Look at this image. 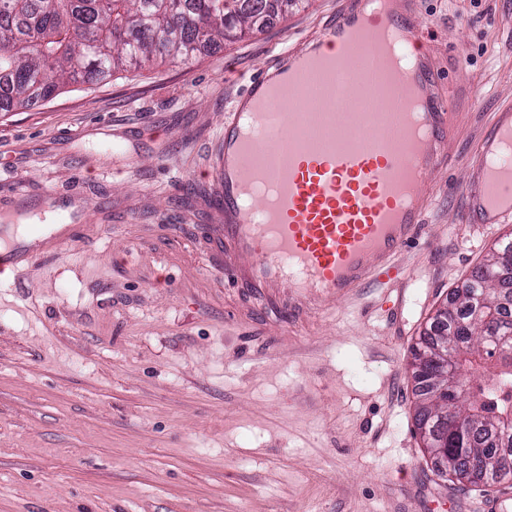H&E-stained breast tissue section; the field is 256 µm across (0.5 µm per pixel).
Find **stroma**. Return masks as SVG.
<instances>
[{
  "label": "stroma",
  "instance_id": "35a3bbf8",
  "mask_svg": "<svg viewBox=\"0 0 512 512\" xmlns=\"http://www.w3.org/2000/svg\"><path fill=\"white\" fill-rule=\"evenodd\" d=\"M343 2L0 112V225L71 221L0 281V512H512V489L435 480L408 371L434 308L512 232L458 224L448 192L512 107V0H419L455 102L399 305L374 284L330 315L275 312L210 242L225 115Z\"/></svg>",
  "mask_w": 512,
  "mask_h": 512
}]
</instances>
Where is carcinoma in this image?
I'll return each mask as SVG.
<instances>
[{"label":"carcinoma","mask_w":512,"mask_h":512,"mask_svg":"<svg viewBox=\"0 0 512 512\" xmlns=\"http://www.w3.org/2000/svg\"><path fill=\"white\" fill-rule=\"evenodd\" d=\"M298 0H0V111L36 100H51L68 85L106 78L119 66L142 67L159 57L186 62L195 52L217 42L234 41L264 28L270 18L286 16ZM495 271L490 259L476 265L448 295V323H430L412 350L414 420L420 427L422 403L432 389V376L419 368L422 352L444 342L473 349L481 332L468 325L473 311L465 295H484L512 303L511 288L489 285ZM493 341L512 344V308L491 321ZM483 412L482 430L489 432L499 415L512 407V368L487 367L468 377ZM447 434L448 452L470 461L483 456L504 458L508 467L495 481L512 488V445L483 446L464 441L443 426L419 436Z\"/></svg>","instance_id":"1"}]
</instances>
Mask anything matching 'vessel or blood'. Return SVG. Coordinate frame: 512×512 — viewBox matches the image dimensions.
Returning a JSON list of instances; mask_svg holds the SVG:
<instances>
[{
    "instance_id": "vessel-or-blood-1",
    "label": "vessel or blood",
    "mask_w": 512,
    "mask_h": 512,
    "mask_svg": "<svg viewBox=\"0 0 512 512\" xmlns=\"http://www.w3.org/2000/svg\"><path fill=\"white\" fill-rule=\"evenodd\" d=\"M415 0L388 12L347 8L254 77L248 109L224 118L216 172L224 269L277 310L324 313L373 283L424 227L423 194L450 132ZM351 80L336 92L337 72ZM279 151L276 163L267 154ZM453 184L466 224L512 218V109L499 112ZM65 233L17 239L0 228V268H18Z\"/></svg>"
}]
</instances>
